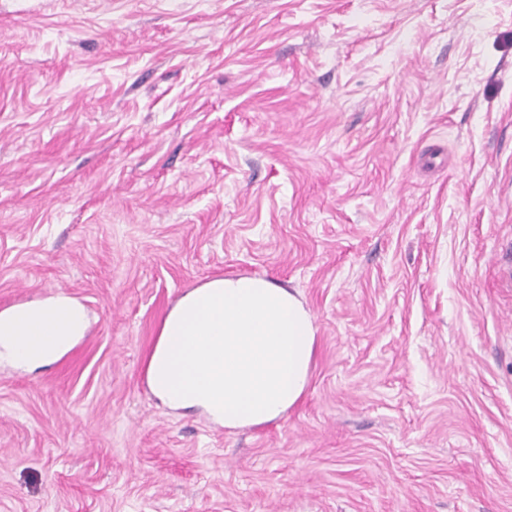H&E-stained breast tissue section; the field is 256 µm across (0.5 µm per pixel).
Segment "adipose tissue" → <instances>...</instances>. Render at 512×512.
<instances>
[{
  "mask_svg": "<svg viewBox=\"0 0 512 512\" xmlns=\"http://www.w3.org/2000/svg\"><path fill=\"white\" fill-rule=\"evenodd\" d=\"M86 330L84 307L64 295L12 307L0 312V361L52 363ZM316 340L297 294L266 277L213 278L164 317L147 384L167 407L203 409L225 429L262 426L302 400Z\"/></svg>",
  "mask_w": 512,
  "mask_h": 512,
  "instance_id": "obj_1",
  "label": "adipose tissue"
}]
</instances>
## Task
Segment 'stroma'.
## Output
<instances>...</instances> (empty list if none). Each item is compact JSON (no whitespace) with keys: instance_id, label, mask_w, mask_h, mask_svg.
I'll return each mask as SVG.
<instances>
[{"instance_id":"1","label":"stroma","mask_w":512,"mask_h":512,"mask_svg":"<svg viewBox=\"0 0 512 512\" xmlns=\"http://www.w3.org/2000/svg\"><path fill=\"white\" fill-rule=\"evenodd\" d=\"M297 291L303 400L149 392L179 296ZM0 512H512V0H0ZM87 315L64 296L14 306L0 312V361L40 367L67 354L85 335Z\"/></svg>"}]
</instances>
